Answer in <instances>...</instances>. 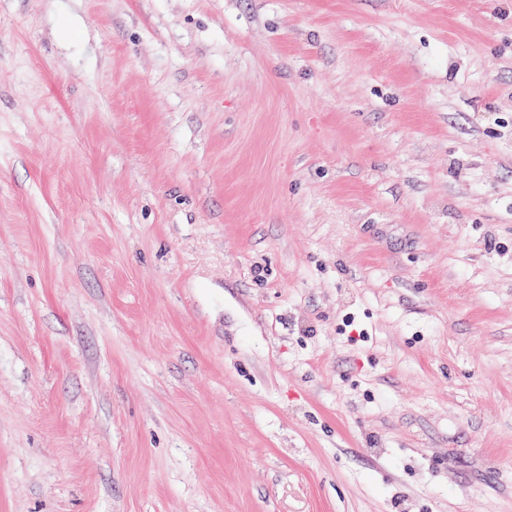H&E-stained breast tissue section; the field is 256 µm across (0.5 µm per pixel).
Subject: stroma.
I'll return each mask as SVG.
<instances>
[{"instance_id":"stroma-1","label":"stroma","mask_w":512,"mask_h":512,"mask_svg":"<svg viewBox=\"0 0 512 512\" xmlns=\"http://www.w3.org/2000/svg\"><path fill=\"white\" fill-rule=\"evenodd\" d=\"M0 512H512V0H0Z\"/></svg>"}]
</instances>
